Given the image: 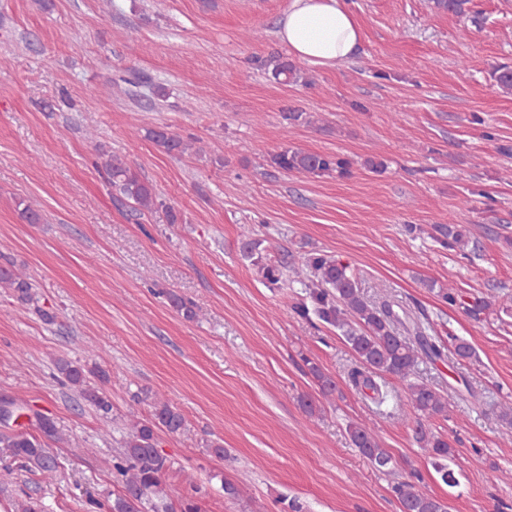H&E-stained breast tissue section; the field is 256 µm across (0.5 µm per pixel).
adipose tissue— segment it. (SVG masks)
Returning a JSON list of instances; mask_svg holds the SVG:
<instances>
[{
    "label": "adipose tissue",
    "instance_id": "obj_1",
    "mask_svg": "<svg viewBox=\"0 0 512 512\" xmlns=\"http://www.w3.org/2000/svg\"><path fill=\"white\" fill-rule=\"evenodd\" d=\"M277 35L295 58L332 66L355 53L361 33L345 0H291Z\"/></svg>",
    "mask_w": 512,
    "mask_h": 512
}]
</instances>
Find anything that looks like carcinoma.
Masks as SVG:
<instances>
[{"instance_id":"obj_1","label":"carcinoma","mask_w":512,"mask_h":512,"mask_svg":"<svg viewBox=\"0 0 512 512\" xmlns=\"http://www.w3.org/2000/svg\"><path fill=\"white\" fill-rule=\"evenodd\" d=\"M471 0H435V6L453 14L462 15L470 10ZM272 78L278 82L291 83L298 79L297 70L287 62L276 63ZM497 86L506 93H512V67L499 66L493 71ZM147 137L163 152L184 154L190 144L165 128L147 131ZM272 163L287 172L306 175H322L332 171L340 175L349 173L350 164L340 157L302 150L285 149L272 156ZM110 184L121 196L140 208L151 209L156 203L153 187L142 180L127 163L118 157H111L106 163ZM434 239L446 249L460 248L467 243L466 229L459 224H437ZM305 267L311 274L308 285L309 302L296 303L293 312L299 317L317 319L340 333L355 356V366L348 377L356 388L369 392L373 402L381 406L390 400L384 379L396 376L406 382L408 400L412 405L415 419L412 425L413 438L430 458V463L440 480L454 487L457 479L448 462L454 460L455 448L447 437L434 433L427 421L448 411V398L440 390L416 376L419 361L443 360L452 354L458 364L471 360L475 354L473 346L459 336H426L419 321L412 322L415 335L404 336L400 328L406 326L405 319L391 301L371 303L361 291L359 276L349 266L322 254L308 257ZM263 277L270 284L277 285L288 270V263H266L261 266ZM0 288L10 289L22 303L34 301L33 283L23 273L14 269L9 260L0 262ZM441 300L450 307L464 309L478 319L492 303L485 298L465 301L464 295L456 288H441ZM309 373L317 382L325 397L336 394V382L309 359H304ZM57 371L64 381L77 390L80 397L104 413L112 410V401L100 387L92 386L88 377L103 382L107 373L100 367L86 369L67 360L57 363ZM40 435L31 432H0V447L9 449L13 460L22 467H34L49 476L56 468L41 437H55L57 430L53 418L37 414ZM185 427L181 411L166 400L153 403L149 416L130 420V433L114 468L119 476L122 492L105 505L106 512H198L192 496L178 497V507L168 503L169 491L162 483V476L169 468L168 458L159 450V434L174 435ZM351 444L379 471L393 467V456L383 447L380 439L365 427L350 424L347 428ZM401 512H448V504L435 496L415 488L409 480L393 486Z\"/></svg>"}]
</instances>
